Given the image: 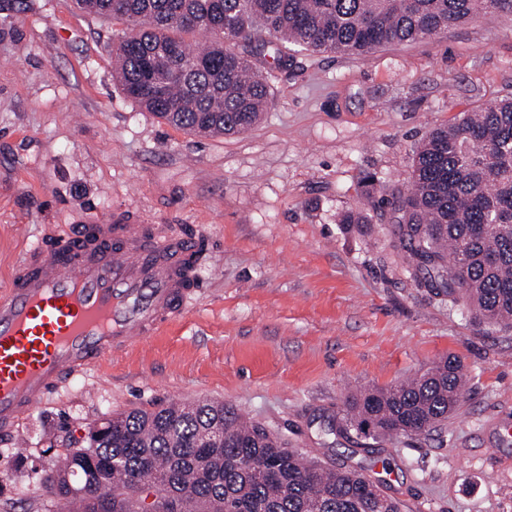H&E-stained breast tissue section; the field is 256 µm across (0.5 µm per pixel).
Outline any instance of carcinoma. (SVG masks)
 <instances>
[{
    "mask_svg": "<svg viewBox=\"0 0 512 512\" xmlns=\"http://www.w3.org/2000/svg\"><path fill=\"white\" fill-rule=\"evenodd\" d=\"M127 28L112 77L144 111L200 137L249 130L266 111L269 71L296 50L361 55L512 14V0H76ZM202 30L194 49L184 34ZM402 263L418 284L461 300L490 328L512 327V97L430 132L408 191L392 195ZM464 397L451 358L410 381L352 395L328 430L391 440L448 421ZM139 512L129 487L179 512H401L361 467L329 468L220 402L131 411L91 428L45 488L60 500Z\"/></svg>",
    "mask_w": 512,
    "mask_h": 512,
    "instance_id": "cac0c4a2",
    "label": "carcinoma"
}]
</instances>
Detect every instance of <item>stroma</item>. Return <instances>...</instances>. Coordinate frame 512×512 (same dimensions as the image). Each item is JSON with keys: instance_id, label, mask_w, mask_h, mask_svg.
Here are the masks:
<instances>
[{"instance_id": "obj_1", "label": "stroma", "mask_w": 512, "mask_h": 512, "mask_svg": "<svg viewBox=\"0 0 512 512\" xmlns=\"http://www.w3.org/2000/svg\"><path fill=\"white\" fill-rule=\"evenodd\" d=\"M122 23L73 0H0V295L39 240L109 218L208 236L185 313L62 384L0 441V512H61L44 478L90 425L223 402L328 466L361 465L403 512H512V328L405 272L386 198L436 127L512 96V16L365 55L298 52L263 118L199 137L112 78ZM382 195L368 197L363 176ZM367 223L345 224L348 210ZM458 357L447 424L363 448L326 430L358 387Z\"/></svg>"}]
</instances>
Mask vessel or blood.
<instances>
[{
  "mask_svg": "<svg viewBox=\"0 0 512 512\" xmlns=\"http://www.w3.org/2000/svg\"><path fill=\"white\" fill-rule=\"evenodd\" d=\"M196 250L167 225L107 220L30 250L0 297V434L104 354L181 316Z\"/></svg>",
  "mask_w": 512,
  "mask_h": 512,
  "instance_id": "vessel-or-blood-1",
  "label": "vessel or blood"
}]
</instances>
